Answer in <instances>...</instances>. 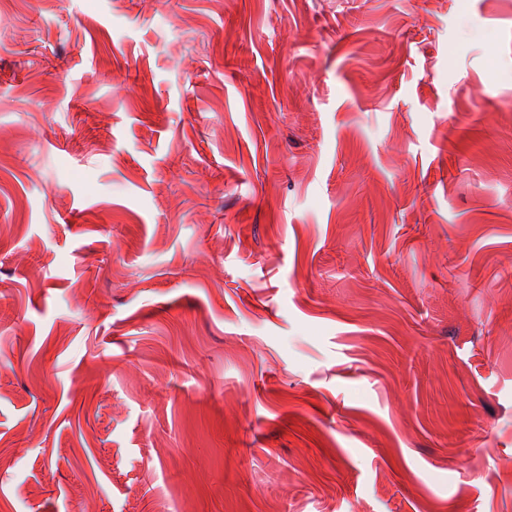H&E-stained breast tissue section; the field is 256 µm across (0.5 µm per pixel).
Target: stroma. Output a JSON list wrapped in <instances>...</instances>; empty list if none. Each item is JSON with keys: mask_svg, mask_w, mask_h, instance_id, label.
<instances>
[{"mask_svg": "<svg viewBox=\"0 0 512 512\" xmlns=\"http://www.w3.org/2000/svg\"><path fill=\"white\" fill-rule=\"evenodd\" d=\"M0 512H512V0H0Z\"/></svg>", "mask_w": 512, "mask_h": 512, "instance_id": "stroma-1", "label": "stroma"}]
</instances>
